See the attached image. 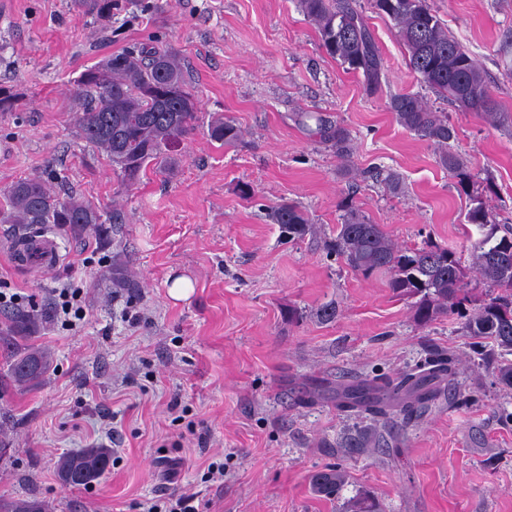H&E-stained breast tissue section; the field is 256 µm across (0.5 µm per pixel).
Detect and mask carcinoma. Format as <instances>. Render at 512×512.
<instances>
[{"mask_svg":"<svg viewBox=\"0 0 512 512\" xmlns=\"http://www.w3.org/2000/svg\"><path fill=\"white\" fill-rule=\"evenodd\" d=\"M378 14L387 17L405 47L409 65L425 89L465 112H476L489 122L500 113L487 74L470 53L441 24L428 0H372ZM72 6L98 17L112 16L118 0H72ZM304 15L318 30L321 47L346 69L364 77L369 94L382 84L380 48L355 0H299ZM75 95L82 112L77 124L82 139L97 146L112 163L122 182L139 178L151 164L172 161L181 140L195 129L198 112H187L184 101L195 98L179 55L168 47L145 44L113 54L84 68L75 81ZM156 86L152 96L145 89ZM387 109L396 122L418 137L440 148L439 163L471 201L467 222L478 237L468 236L473 268L485 289V298L472 304L461 258L457 252L427 242L422 247L397 245L345 198L339 204L341 224L327 247L344 258L356 272L368 278L376 272L389 274L388 287L400 298H413L414 317L427 325L441 316H455L462 333L473 339H490L512 355V227L493 220L486 204L494 192L492 184L481 185L460 155L448 149L455 136L448 116L432 108L417 94L390 96ZM315 120V134L336 145L337 154L350 156L347 130L320 115L302 113L299 123ZM208 135L231 145L240 139L239 128L230 120L216 118L208 124ZM9 210L0 215L4 224H56L74 238L95 233L108 242L109 230L98 211L75 194L61 196L47 180L21 179L7 191ZM268 217L288 239L309 231L310 219L296 202L284 201L270 208ZM39 330L38 316L19 313L0 328V344L11 347L0 369V383L30 387L41 380L52 364L51 352L24 343ZM485 367L500 384L512 387V360L480 353ZM454 358L435 350L421 367L395 379L378 375L346 387L339 407L373 418H385L392 405L409 418L436 399L438 383L453 374ZM108 448H85L65 454L56 462V474L64 486L89 487L107 472ZM346 473L336 464L311 478L314 495L334 500L342 490ZM348 512H378L375 500L363 493L347 506ZM0 512H53L49 502L35 496L0 495Z\"/></svg>","mask_w":512,"mask_h":512,"instance_id":"obj_1","label":"carcinoma"}]
</instances>
